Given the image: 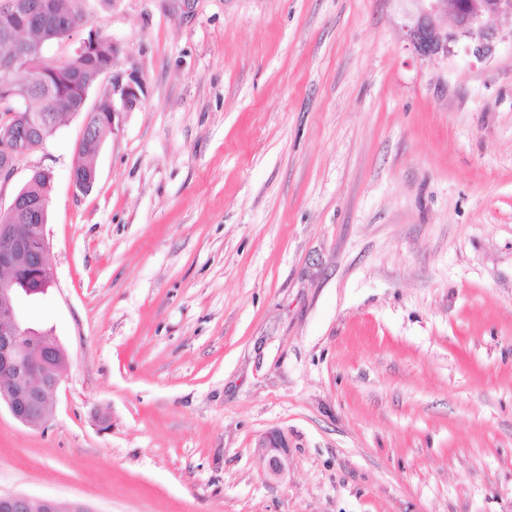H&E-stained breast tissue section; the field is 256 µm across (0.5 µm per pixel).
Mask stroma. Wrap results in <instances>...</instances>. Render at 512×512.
<instances>
[{
  "label": "stroma",
  "mask_w": 512,
  "mask_h": 512,
  "mask_svg": "<svg viewBox=\"0 0 512 512\" xmlns=\"http://www.w3.org/2000/svg\"><path fill=\"white\" fill-rule=\"evenodd\" d=\"M412 0H113L138 70L86 192L51 170L68 356L45 428L0 407V492L62 512H512V16L419 59ZM277 430L293 467L269 480ZM258 448L266 464L267 477L272 480L283 479L293 463L284 434L277 431L267 434L259 442Z\"/></svg>",
  "instance_id": "35a3bbf8"
}]
</instances>
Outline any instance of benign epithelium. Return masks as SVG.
Here are the masks:
<instances>
[{
    "instance_id": "obj_1",
    "label": "benign epithelium",
    "mask_w": 512,
    "mask_h": 512,
    "mask_svg": "<svg viewBox=\"0 0 512 512\" xmlns=\"http://www.w3.org/2000/svg\"><path fill=\"white\" fill-rule=\"evenodd\" d=\"M417 12L406 26L408 47L419 59L446 56L453 45L466 39L465 50L485 58L495 50L496 21L503 14L512 15V0H413ZM454 20V28H444L441 20ZM54 14L47 0H0V20L16 51L0 59V70L11 72L33 64L42 43L23 39L28 30H38L52 23ZM86 36L72 43L73 56L92 58L105 45L117 49L95 28L82 25L77 31ZM112 77V87L101 96L93 111L102 113L103 122L114 126L120 112H132L140 104L145 88L140 74L103 69L97 80ZM9 109L6 119L11 133L0 140V179H9L17 163L37 145L31 143L24 129L15 124L20 112L31 111V99L20 92L7 94L0 101ZM48 240L44 224H0V403L24 426L38 428L47 423V407L53 402L66 354L49 331L32 326L23 316L17 298L46 291L54 282L47 261ZM267 477L281 480L292 467L288 440L280 432H271L259 442ZM0 512H60L50 498H32L24 494L0 493Z\"/></svg>"
}]
</instances>
